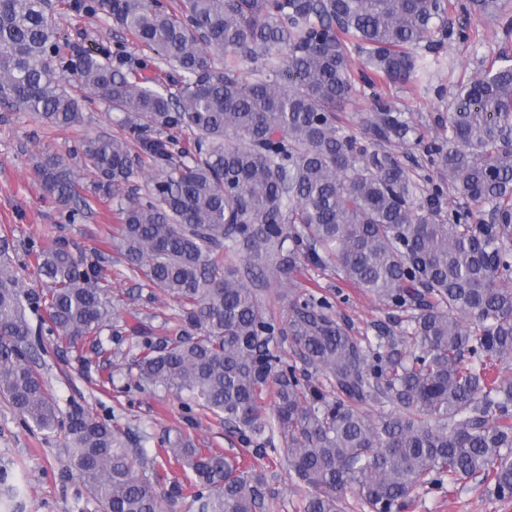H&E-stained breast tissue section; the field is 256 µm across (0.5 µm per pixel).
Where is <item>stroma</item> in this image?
<instances>
[{
    "instance_id": "35a3bbf8",
    "label": "stroma",
    "mask_w": 512,
    "mask_h": 512,
    "mask_svg": "<svg viewBox=\"0 0 512 512\" xmlns=\"http://www.w3.org/2000/svg\"><path fill=\"white\" fill-rule=\"evenodd\" d=\"M445 21L453 30L469 27L470 40L432 35L433 51L426 56L430 67L422 80L407 85L357 83L339 114L346 126L358 132L378 101L390 102L402 112L419 136L396 145L395 152L414 177L437 173L429 148L443 141L457 84L476 77L500 51L512 52V35H504L497 22L465 14L457 7L449 9ZM54 22L63 52H105L113 67L123 72L138 67L150 55L103 15L69 10L55 15ZM84 117L82 124L58 129L46 126L33 113L14 112L0 105V240H7L14 262L26 265L25 285L29 288L42 286L28 254L34 244L63 245L85 264L102 267L105 277L99 285L107 289L110 304V326L102 339L111 358L98 357L91 340L70 348L58 346L46 335L32 350L33 359L40 364L62 410L80 404L124 432L128 447L141 446L151 453L158 450L162 438L188 435L197 447L214 449L236 458L243 467L264 473L279 497L280 512H293L292 504L303 490L285 467L256 456L220 420L188 410L175 392L137 387L132 327L146 328L154 337H161L164 329L176 326L179 304L164 294L149 297L141 277L129 270L112 237L117 204L95 198L86 177L78 148L86 137L119 133L117 112L94 103L85 106ZM47 149L67 160L79 182L80 195L90 202L75 223H67L63 207L45 197L34 174L36 161ZM297 280L325 295L336 316L347 321L355 335L372 337L382 329H396L402 318L400 312L344 281L333 264L316 266L302 261ZM107 376L113 377V384L101 386V378ZM65 443V430L47 435L27 427L0 399V512H95L85 488L63 475ZM407 512H512V499L488 497L479 482L469 480L449 494L420 493Z\"/></svg>"
}]
</instances>
